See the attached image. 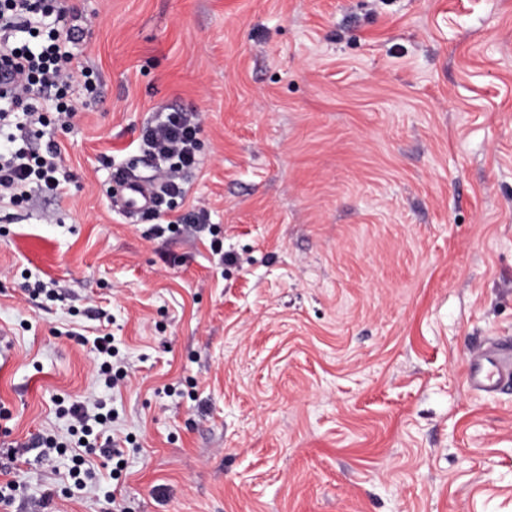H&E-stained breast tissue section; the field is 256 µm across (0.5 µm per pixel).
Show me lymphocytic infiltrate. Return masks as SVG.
<instances>
[{"instance_id": "obj_1", "label": "lymphocytic infiltrate", "mask_w": 512, "mask_h": 512, "mask_svg": "<svg viewBox=\"0 0 512 512\" xmlns=\"http://www.w3.org/2000/svg\"><path fill=\"white\" fill-rule=\"evenodd\" d=\"M78 19L67 0H0V71L16 75L0 88V200L22 203L31 184L59 197L72 181L47 130L76 118L69 83L74 74H90L74 52L82 36ZM201 122L199 113L172 109L143 127L142 149L161 164L155 213L183 196L181 174L198 162Z\"/></svg>"}]
</instances>
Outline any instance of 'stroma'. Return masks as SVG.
Segmentation results:
<instances>
[{
	"label": "stroma",
	"mask_w": 512,
	"mask_h": 512,
	"mask_svg": "<svg viewBox=\"0 0 512 512\" xmlns=\"http://www.w3.org/2000/svg\"><path fill=\"white\" fill-rule=\"evenodd\" d=\"M93 70L50 131L75 183L0 202L8 512H512V0H70ZM202 117L154 236L108 193L153 181L156 111ZM45 293L29 296L35 284ZM111 333L124 375L97 378ZM105 400L120 460L31 445ZM180 224H188V227L191 230H194L195 232H203L206 229L211 233V226L206 225L204 216L202 215L201 211H189L180 217L177 218L175 221H169L168 224L164 225L158 224L155 225V232L156 233H165L166 231L169 232H175L177 228L179 229ZM512 385V348L497 346L472 352L466 374V385L474 392L493 394Z\"/></svg>",
	"instance_id": "obj_1"
}]
</instances>
